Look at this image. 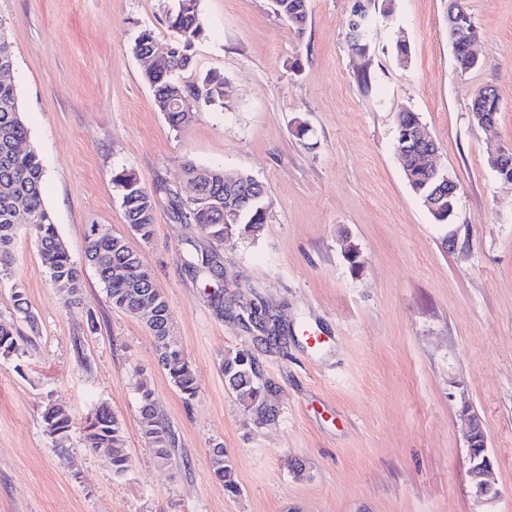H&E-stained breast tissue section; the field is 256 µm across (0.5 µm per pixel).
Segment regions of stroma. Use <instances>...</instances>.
Returning <instances> with one entry per match:
<instances>
[{"mask_svg":"<svg viewBox=\"0 0 512 512\" xmlns=\"http://www.w3.org/2000/svg\"><path fill=\"white\" fill-rule=\"evenodd\" d=\"M356 1L308 0L298 37L271 0H200L196 67L223 72L224 105L176 132L132 50L144 29L169 40L171 0H0L26 145L62 240L80 262L90 229L127 239L167 298L198 386L185 401L151 333L112 308L92 268L82 305L66 306L19 228L0 317L19 286L38 329L21 359H0V512H512V184L488 164L512 145V0H467L480 37L466 72L448 42V0H360L372 19L363 55L348 35ZM485 86L501 99L491 133L469 112ZM404 109L459 185L449 223H435L406 181L395 150ZM189 161L263 182L257 235L217 240L181 218ZM124 168L154 199L151 242L124 220L112 183ZM201 253L221 277L188 271ZM253 304L280 343L250 321ZM240 350L259 363L274 420L224 384L222 361ZM143 380L170 430L167 467L140 434ZM49 401L71 417L61 443L44 427ZM102 401L124 426L132 467L121 477L84 442ZM466 411L494 461L488 507L469 488ZM217 443L238 493L211 475Z\"/></svg>","mask_w":512,"mask_h":512,"instance_id":"stroma-1","label":"stroma"}]
</instances>
